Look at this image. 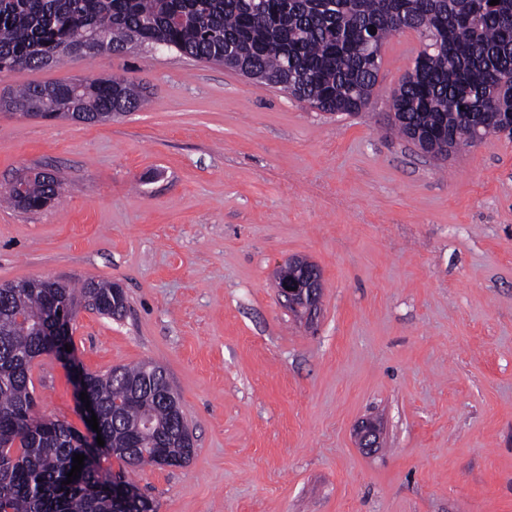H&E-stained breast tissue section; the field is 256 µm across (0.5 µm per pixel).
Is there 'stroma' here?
<instances>
[{
	"mask_svg": "<svg viewBox=\"0 0 512 512\" xmlns=\"http://www.w3.org/2000/svg\"><path fill=\"white\" fill-rule=\"evenodd\" d=\"M420 46L391 36L351 115L147 46L0 75L145 89L105 122L0 112V190L33 167L62 183L47 208L0 204V284L123 286L127 313L79 310L74 365L52 360L35 396L81 431L75 370L164 365L190 462L100 458L153 512H512V138L440 161L397 134ZM294 256L322 272L311 327L275 288Z\"/></svg>",
	"mask_w": 512,
	"mask_h": 512,
	"instance_id": "1",
	"label": "stroma"
}]
</instances>
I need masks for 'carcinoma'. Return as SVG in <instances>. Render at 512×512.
<instances>
[{"label":"carcinoma","instance_id":"carcinoma-1","mask_svg":"<svg viewBox=\"0 0 512 512\" xmlns=\"http://www.w3.org/2000/svg\"><path fill=\"white\" fill-rule=\"evenodd\" d=\"M0 0V74L49 67L67 58L146 45L221 64L278 87L329 114L370 103L389 36L405 29L426 45L415 73L394 93L395 128L427 141L445 159L468 147L460 131L497 112L512 115V0ZM142 89L125 78L37 83L0 94V111L82 120L142 108ZM61 183L40 171L3 198L23 210L59 197ZM82 302L104 317L127 309L123 288L85 280L25 279L0 285V512H149L133 485L104 471L99 449L68 423L37 413L31 377L43 355L68 358V336L54 327ZM98 407L107 453L129 466H184L194 455L181 404L164 367L153 362L84 373ZM85 455L78 478L66 473Z\"/></svg>","mask_w":512,"mask_h":512}]
</instances>
